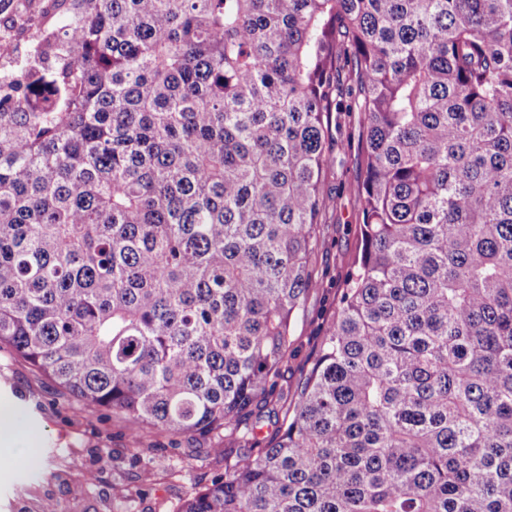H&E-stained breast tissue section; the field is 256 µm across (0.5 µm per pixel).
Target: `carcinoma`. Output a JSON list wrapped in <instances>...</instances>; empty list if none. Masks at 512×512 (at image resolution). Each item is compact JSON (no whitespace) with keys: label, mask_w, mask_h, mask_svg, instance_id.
<instances>
[{"label":"carcinoma","mask_w":512,"mask_h":512,"mask_svg":"<svg viewBox=\"0 0 512 512\" xmlns=\"http://www.w3.org/2000/svg\"><path fill=\"white\" fill-rule=\"evenodd\" d=\"M75 2L0 77V346L224 445L177 512H512V0ZM334 112L358 254L284 408Z\"/></svg>","instance_id":"1"}]
</instances>
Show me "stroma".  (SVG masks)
<instances>
[{
    "label": "stroma",
    "mask_w": 512,
    "mask_h": 512,
    "mask_svg": "<svg viewBox=\"0 0 512 512\" xmlns=\"http://www.w3.org/2000/svg\"><path fill=\"white\" fill-rule=\"evenodd\" d=\"M73 4L0 0V40L15 45V61L25 60L47 32L72 16ZM357 121L354 113L332 116L326 208L313 258L323 284L305 297L277 378V393L289 402L312 368L358 247ZM1 405L12 409L23 431L11 447L0 446V512H42L49 497L63 512H176L224 472L223 449L198 450L190 438L175 441L153 431L132 437L120 416L79 406L6 346L0 348ZM117 486L126 488L124 498L113 497Z\"/></svg>",
    "instance_id": "obj_1"
}]
</instances>
